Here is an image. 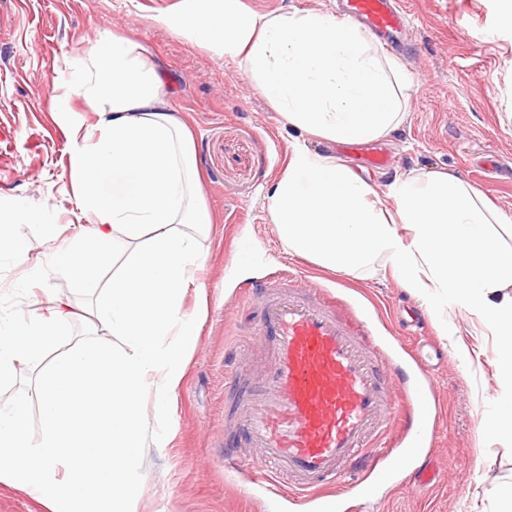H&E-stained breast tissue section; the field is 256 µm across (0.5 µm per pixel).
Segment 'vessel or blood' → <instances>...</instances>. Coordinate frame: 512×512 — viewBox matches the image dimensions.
<instances>
[{"label": "vessel or blood", "instance_id": "vessel-or-blood-1", "mask_svg": "<svg viewBox=\"0 0 512 512\" xmlns=\"http://www.w3.org/2000/svg\"><path fill=\"white\" fill-rule=\"evenodd\" d=\"M344 19L373 34L398 36L406 12L392 0H346ZM255 333L266 343L260 388L231 397L249 449L225 458L260 483L288 484L294 499L317 503L346 474L355 485L384 482L376 467L398 398L408 400L401 428L406 447H420L436 407L435 381H412L392 362L386 342L333 290L305 289L297 275L256 283Z\"/></svg>", "mask_w": 512, "mask_h": 512}]
</instances>
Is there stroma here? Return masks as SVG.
<instances>
[{
	"label": "stroma",
	"instance_id": "1",
	"mask_svg": "<svg viewBox=\"0 0 512 512\" xmlns=\"http://www.w3.org/2000/svg\"><path fill=\"white\" fill-rule=\"evenodd\" d=\"M178 2L0 0V214L21 208L35 215V222L12 226L31 241L32 259L47 251L40 225L78 221L71 142L58 102L70 79L66 61L84 58L99 32H117L148 50L193 135L202 200L214 220L199 273L206 317L171 413L160 419L145 410L137 512H309L291 501L287 487L270 492L232 478L224 460V438L237 430L224 423V397L235 388L230 369L244 346L254 363L263 359L261 345L245 343L259 319L250 286L296 270L308 284L331 287L368 312L376 333L406 340L425 320V338L441 353L431 368L438 409L433 481H414L418 463L410 459L371 496L346 481L329 490L338 512H499L497 492L512 485V443L481 430L502 395L492 329L453 301L431 314L385 260L355 276L289 254L269 222L266 195L300 141L344 163L379 197L400 173L437 170L462 179L512 218V18L500 0H401L409 26L386 53L412 80L406 120L376 141L386 165L366 168L343 143L288 127L238 60L157 24L156 16ZM242 243L251 259L246 267L236 252ZM27 273L26 265L0 257V316L38 308L42 294Z\"/></svg>",
	"mask_w": 512,
	"mask_h": 512
}]
</instances>
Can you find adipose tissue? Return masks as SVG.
<instances>
[{
	"instance_id": "ef3b65f1",
	"label": "adipose tissue",
	"mask_w": 512,
	"mask_h": 512,
	"mask_svg": "<svg viewBox=\"0 0 512 512\" xmlns=\"http://www.w3.org/2000/svg\"><path fill=\"white\" fill-rule=\"evenodd\" d=\"M158 21L216 56L240 59L290 126L323 141L378 139L404 121L403 66L335 15L182 0ZM70 91L98 116L88 130L68 124L71 181L89 223L67 237L43 225L50 249L29 279L42 287L44 310L0 318V383L23 362L45 363L38 432L26 424L32 399L0 398V485L47 512H135L143 399L153 395L156 413L167 415L196 350L201 317L182 306L188 293L205 296L195 273L212 218L192 135L144 47L100 33ZM267 210L288 253L349 274L382 256L431 312L447 296L479 312L499 338L503 392L481 429L512 441V248L494 230L505 216L459 178L433 170L398 177L381 201L350 168L300 143ZM59 273L102 290L95 336L61 353L74 311L47 286Z\"/></svg>"
}]
</instances>
